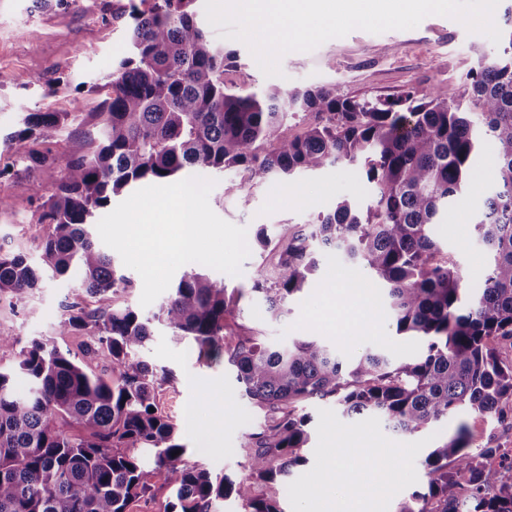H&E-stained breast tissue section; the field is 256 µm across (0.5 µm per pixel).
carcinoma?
I'll return each mask as SVG.
<instances>
[{
    "label": "carcinoma",
    "instance_id": "1",
    "mask_svg": "<svg viewBox=\"0 0 512 512\" xmlns=\"http://www.w3.org/2000/svg\"><path fill=\"white\" fill-rule=\"evenodd\" d=\"M192 2L132 8L130 54L112 70V95L95 113L91 152L57 155L44 147L50 134L79 119L77 105L72 112H29L6 137L13 159L0 167V178L35 164L51 186L47 195L36 183L32 193V220L52 225L43 264L59 275L79 273L90 295L131 292L137 284L117 274L112 255L88 231L115 196L186 168L235 170L243 177L225 192L245 207L248 187L260 181L354 166L371 188L366 209L342 198L286 241L259 227L256 244L274 260L257 268L252 291L270 319L288 316L290 297L319 266L315 254L332 250L383 287L396 333L416 337L420 353L395 362L368 349L346 365L312 336L286 347L255 334L228 340L238 299L199 263L150 317L130 305L88 311L73 303L58 334L89 331L112 375L87 371L42 339L16 359L28 390L17 391L11 373L0 371V512H128L161 472L175 492L170 512H213L231 493L245 512H283L284 478L305 462L309 441L298 408L313 399H336L345 418L340 427L375 419L415 434L465 413L512 429V362L493 346L512 345V18L497 59L474 50L476 67L460 95L437 86L393 101L343 97L327 87H272L259 96L227 84L237 56L213 44L189 10ZM300 113L305 130L284 135L288 119ZM485 142L494 147L496 177L475 231L493 260L484 287L471 293L433 226L466 199ZM41 280L42 270L23 254L0 249V296L20 300ZM154 321L190 339L199 356L224 358L243 395L265 413V425L241 441L249 467L239 481L186 461L177 424L155 411L169 378L142 357ZM471 441L462 421L430 449L427 490L414 492L399 512H459L461 498L467 512H512V466L485 463L494 449L474 453Z\"/></svg>",
    "mask_w": 512,
    "mask_h": 512
}]
</instances>
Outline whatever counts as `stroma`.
I'll use <instances>...</instances> for the list:
<instances>
[{
    "mask_svg": "<svg viewBox=\"0 0 512 512\" xmlns=\"http://www.w3.org/2000/svg\"><path fill=\"white\" fill-rule=\"evenodd\" d=\"M150 0H70L65 7H46L38 0H0V157L11 151L5 135L17 130L25 113L97 111L112 89L109 76L126 55V25L131 8L149 9ZM37 41H30V34ZM209 35L217 45L236 52L240 68L230 81L260 89L269 83L283 88L325 86L354 99L395 98L413 90L429 94L435 86L462 89L468 71L474 67V48L487 54L499 52L486 35L472 33L459 21L433 15L416 28L390 30L379 34L356 29L330 39L309 52H291L281 60L282 77L269 79L258 67L245 44L220 37L218 29ZM56 92H49V85ZM233 172L217 175L209 195L212 210L222 219L244 227L249 237V257L240 275L210 270L211 278L228 288L241 290L236 324L239 328L264 331L269 341L285 347L293 341L313 336L351 361L366 348L393 353L397 358L414 356L420 345L407 336L397 335L389 324L382 289L365 285L368 307L364 323L345 326L321 319L320 305L336 301L329 287L332 274L349 272V265L328 254L321 270L307 289L296 295L288 318L268 322L263 302L251 286L264 257L253 238L258 225L265 224L279 236H288L298 226L313 223L318 214L331 211L340 197L367 202L370 189L352 170L327 167L304 174L293 181L269 180L251 189L248 207H240L224 186ZM41 170L0 179V248L23 253L39 263L49 225L31 219V185L43 181ZM494 179V152L485 146L475 174L472 191L463 207L449 223L436 225L435 237L443 251L452 253L468 288L484 285L489 256L472 231L485 191ZM141 293L116 296L88 295L79 286L77 274L45 273L39 286L24 299L0 298V334L15 337L19 345L37 337L53 339L61 350L70 352L88 371L108 375L107 362L91 351L93 340L82 332L58 335L66 315L67 302L76 300L89 309L112 304L139 307ZM145 358L171 372L172 380L157 397L159 411L181 428L180 438L188 461L204 464L213 472L237 479L245 475L248 462L240 453L243 436L255 430L263 416L240 393L232 371L223 361L200 359L188 341L172 336L162 324H154L153 336L144 350ZM197 388H189L188 379ZM223 395L220 404L209 403V394ZM195 408V430H186L184 412ZM310 418L311 440L303 465L294 468L287 479L280 506L284 512H307L313 487V473L324 470L335 449L350 447L351 460L358 472L356 487L326 490V497L337 500L344 512H396L399 504L426 483L422 461L429 448L447 439L460 421L453 415L431 429L414 435L397 433L377 421L338 429L339 413L330 400L304 404Z\"/></svg>",
    "mask_w": 512,
    "mask_h": 512,
    "instance_id": "1",
    "label": "stroma"
}]
</instances>
